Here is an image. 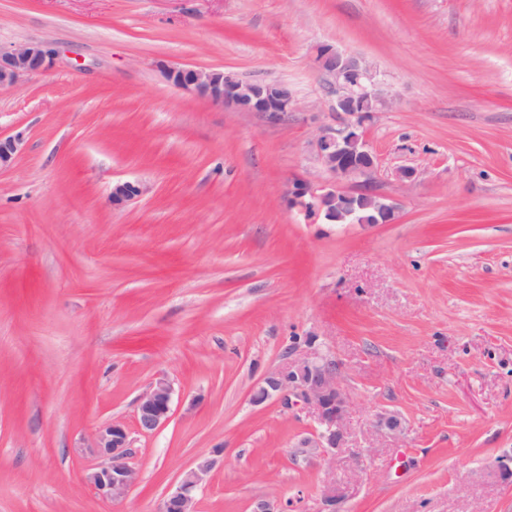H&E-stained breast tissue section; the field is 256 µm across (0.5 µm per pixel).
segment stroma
<instances>
[{"mask_svg":"<svg viewBox=\"0 0 512 512\" xmlns=\"http://www.w3.org/2000/svg\"><path fill=\"white\" fill-rule=\"evenodd\" d=\"M39 41L53 67L0 90L23 136L0 171V512H159L209 453L197 512H512V0H0V46ZM320 44L386 78L366 136L395 223L288 204L331 179ZM167 65L284 81L299 109H225ZM119 181L147 191L113 206ZM310 335L353 399L327 457L297 452L304 405L253 400ZM161 378L170 417L140 434ZM112 420L139 474L116 502L85 480Z\"/></svg>","mask_w":512,"mask_h":512,"instance_id":"1","label":"stroma"}]
</instances>
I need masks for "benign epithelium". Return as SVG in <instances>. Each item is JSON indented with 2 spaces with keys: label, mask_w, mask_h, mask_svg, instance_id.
<instances>
[{
  "label": "benign epithelium",
  "mask_w": 512,
  "mask_h": 512,
  "mask_svg": "<svg viewBox=\"0 0 512 512\" xmlns=\"http://www.w3.org/2000/svg\"><path fill=\"white\" fill-rule=\"evenodd\" d=\"M53 61L54 51L47 42L0 47V89L47 71ZM314 64L320 74V89L331 101L333 122L319 128L313 151L332 182L316 185L295 180L288 188V204L299 209L310 223L391 224L397 217V203L374 189L379 162L365 132V122L390 106L385 77L365 58L328 44L316 48ZM164 74L174 87L223 108L257 112L271 121H279L295 110L294 93L282 82L244 80L222 69L167 67ZM21 145L18 136H0V171L12 166ZM353 179L359 180L357 189L342 187L343 181ZM143 192L139 183L119 182L112 187V205L123 206ZM304 345L301 353L296 348L287 352L281 365L263 379L254 400L275 395L288 407L298 402L309 406L319 430L303 440L301 447L334 455L345 445L351 406L342 365L320 350L317 337H307ZM171 403L172 387L160 378L140 399L138 431L143 435L156 431L169 418ZM376 426L380 431L397 432L401 420L398 414L385 411ZM91 448L99 463L87 476L90 488L105 500L115 502L126 497L138 482V473L127 462V428L117 421L100 425L92 436ZM213 467V458L198 456L179 485L167 494L160 512H196L195 491L206 485Z\"/></svg>",
  "instance_id": "benign-epithelium-1"
}]
</instances>
